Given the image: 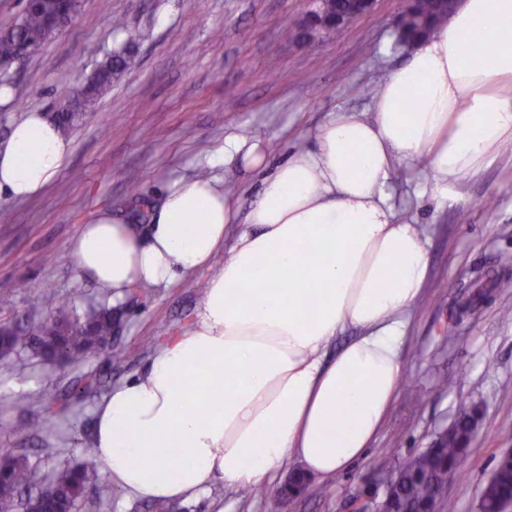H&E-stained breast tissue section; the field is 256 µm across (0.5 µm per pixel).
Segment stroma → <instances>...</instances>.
Wrapping results in <instances>:
<instances>
[{"instance_id": "stroma-1", "label": "stroma", "mask_w": 512, "mask_h": 512, "mask_svg": "<svg viewBox=\"0 0 512 512\" xmlns=\"http://www.w3.org/2000/svg\"><path fill=\"white\" fill-rule=\"evenodd\" d=\"M402 3L378 0L342 33L301 45L285 31L311 9L310 0H80L58 32L10 68L0 141L23 113L52 118L71 108L107 53L132 34L147 37L111 89L80 107L68 131L73 152L55 184L33 200L0 197V325L46 321L61 301L81 312L114 302L78 271L71 239L103 210L148 224L165 186L205 174L207 156L233 135L267 152L262 171L247 170L238 157L219 171L232 188L238 223H247L264 181L305 136L336 112L367 110L376 85L405 64L395 26ZM116 16L124 29L113 27ZM132 174L139 177L134 187ZM425 178L422 171L406 175L391 188L400 215L420 225L428 241L427 284L407 313L400 348L404 377L421 396L399 390L365 458L338 476L312 477L282 512H346L353 497L430 447L471 403L481 405L483 418L440 512H479L498 457L512 449V314L504 312L512 294L492 291L475 311H458L477 287L512 275V159L466 177L455 200L416 196L414 185ZM209 276L202 269L116 300L124 316L111 357L50 362L25 348L0 363V396L8 398L0 403V457L56 449L55 457L36 461L38 485L78 461L94 438L97 405L144 369L161 343L189 329ZM132 350L136 358L126 360ZM50 413L57 418L52 432L16 434L19 424L37 426ZM300 468L288 459L266 479L263 494L251 497L216 481L198 497L172 501L171 512H270ZM100 496L111 498L112 512H152L151 502L102 473L89 483L80 512H92Z\"/></svg>"}]
</instances>
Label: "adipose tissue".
Here are the masks:
<instances>
[{"instance_id":"obj_1","label":"adipose tissue","mask_w":512,"mask_h":512,"mask_svg":"<svg viewBox=\"0 0 512 512\" xmlns=\"http://www.w3.org/2000/svg\"><path fill=\"white\" fill-rule=\"evenodd\" d=\"M492 43L484 55L477 43ZM371 117L337 112L266 180L232 245L217 177L169 186L150 224L103 211L70 243L80 271L122 297L200 268L212 275L190 329L96 411L93 444L111 481L175 500L216 480L257 486L288 458L325 478L362 459L402 381L403 315L428 271L427 240L387 188L425 168L421 193L460 194L512 146V0H460L377 88ZM71 139L39 111L0 143V195L38 197ZM359 331L327 359L346 328Z\"/></svg>"}]
</instances>
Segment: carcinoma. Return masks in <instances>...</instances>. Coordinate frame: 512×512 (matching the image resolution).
Listing matches in <instances>:
<instances>
[{"label":"carcinoma","mask_w":512,"mask_h":512,"mask_svg":"<svg viewBox=\"0 0 512 512\" xmlns=\"http://www.w3.org/2000/svg\"><path fill=\"white\" fill-rule=\"evenodd\" d=\"M68 2L70 12H76L78 0H38L24 7L20 20L0 33V61L15 57L26 47L34 53L49 38L48 15L55 13L60 2ZM415 15L410 20L408 37L412 40L432 32L436 23L447 14L435 9L434 0H416L409 4ZM131 56L124 52L107 55L80 91L86 100L97 98L110 89L112 81L128 69ZM114 327L113 309L90 307L78 315L67 303L59 304L52 316L41 323H17L4 328L0 335V360L5 361L20 348L36 346L49 359L65 358L82 364L108 354ZM471 407L458 413L460 425L448 432L447 447L425 451L409 458L399 468L393 484V495L403 512H413L415 506L429 498L441 484H448V473L459 472L460 462L467 452L465 422ZM6 468L0 482V507L10 510L15 498L26 497V512H75L86 486L96 475L97 450L82 449L80 461L57 470L50 483L32 494L29 483L32 466L24 454L5 459ZM505 503H512V455L501 454L494 471L483 488L481 508L492 512Z\"/></svg>","instance_id":"obj_1"}]
</instances>
